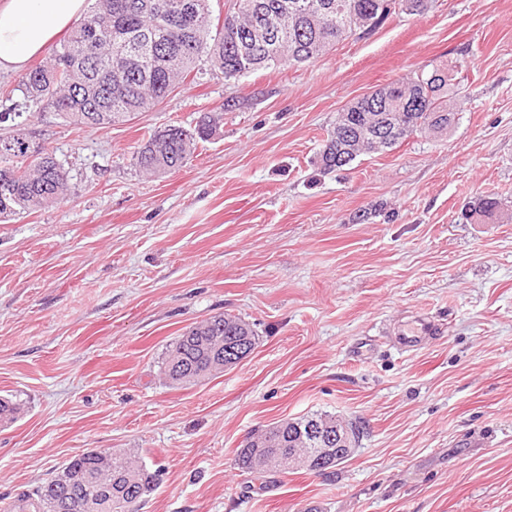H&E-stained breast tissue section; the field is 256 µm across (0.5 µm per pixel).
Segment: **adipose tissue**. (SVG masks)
Here are the masks:
<instances>
[{
  "label": "adipose tissue",
  "mask_w": 512,
  "mask_h": 512,
  "mask_svg": "<svg viewBox=\"0 0 512 512\" xmlns=\"http://www.w3.org/2000/svg\"><path fill=\"white\" fill-rule=\"evenodd\" d=\"M85 0H0V72H21L69 28Z\"/></svg>",
  "instance_id": "obj_1"
}]
</instances>
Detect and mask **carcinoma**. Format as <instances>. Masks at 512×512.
I'll use <instances>...</instances> for the list:
<instances>
[{
    "label": "carcinoma",
    "mask_w": 512,
    "mask_h": 512,
    "mask_svg": "<svg viewBox=\"0 0 512 512\" xmlns=\"http://www.w3.org/2000/svg\"><path fill=\"white\" fill-rule=\"evenodd\" d=\"M179 0H96L72 28L68 38L44 65L23 77L27 98L45 103L64 118L88 128L103 127L163 102L200 63L237 79L281 65L310 63L351 36L363 37L390 16L389 0H235L220 29L212 30L209 0H188L193 9L169 22L164 15ZM271 28L270 41L250 56L238 52L237 41L255 26ZM143 36L158 43L155 53L132 63L121 76L105 64L109 48L121 49ZM454 67L420 71L376 88L342 109L320 153L325 172L344 169L363 153L391 151L416 133L446 134L456 112L448 91ZM217 131V118L204 114L192 130L170 124L152 133L135 155L136 165L158 175L183 168L197 142ZM70 192V176L54 152L42 150L19 128L0 136V223L60 203ZM501 203L478 200L468 218L476 223L492 217ZM258 336L245 319L210 316L186 328L166 345L161 374L173 385L195 384L214 376L224 363V346ZM21 404L0 398V423L13 422ZM336 416L312 413L283 419L248 436L237 448L235 465L252 475L264 464L268 476H284L295 468L293 450L316 447L307 425ZM350 458L342 451L326 463L313 456L309 471L325 474ZM112 471V487L99 478ZM159 471L146 466L134 451L91 449L71 458L35 485L17 493L3 512H131L156 489Z\"/></svg>",
    "instance_id": "carcinoma-1"
}]
</instances>
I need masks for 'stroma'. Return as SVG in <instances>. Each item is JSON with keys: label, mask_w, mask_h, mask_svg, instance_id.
Here are the masks:
<instances>
[{"label": "stroma", "mask_w": 512, "mask_h": 512, "mask_svg": "<svg viewBox=\"0 0 512 512\" xmlns=\"http://www.w3.org/2000/svg\"><path fill=\"white\" fill-rule=\"evenodd\" d=\"M459 66L456 122L345 170L317 160L337 114L411 71ZM0 124L70 172L62 204L0 223V507L90 448H134L160 482L142 512H512V0H430L314 62L191 72L148 112L91 129L0 72ZM222 114L179 172L135 164L170 123ZM499 216L465 217L481 197ZM254 323L252 354L171 387L195 321ZM421 349L395 336L414 316ZM363 424L327 475L257 490L235 451L311 413ZM435 334L436 328L430 321L416 316L397 337V343L404 350H416L426 345Z\"/></svg>", "instance_id": "1"}]
</instances>
